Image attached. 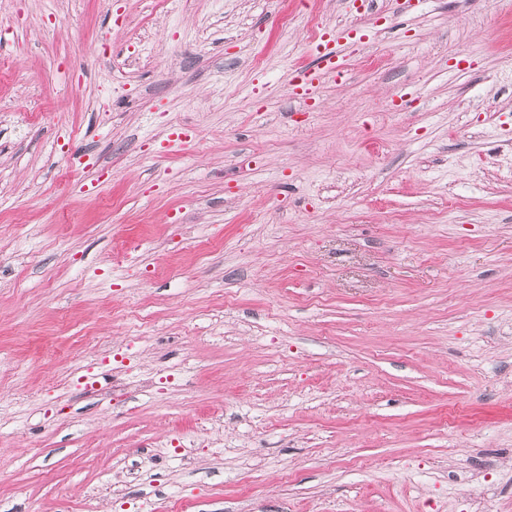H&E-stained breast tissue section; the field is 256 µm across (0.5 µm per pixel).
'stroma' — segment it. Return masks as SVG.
<instances>
[{
    "instance_id": "1",
    "label": "stroma",
    "mask_w": 512,
    "mask_h": 512,
    "mask_svg": "<svg viewBox=\"0 0 512 512\" xmlns=\"http://www.w3.org/2000/svg\"><path fill=\"white\" fill-rule=\"evenodd\" d=\"M0 60V512H512V0H0ZM317 61L315 67L300 66L293 70V76L289 83L290 95L300 101L314 104L313 95L318 85L325 80L336 83L346 77V69L340 63L336 52L335 41L326 38L321 39L314 48Z\"/></svg>"
}]
</instances>
